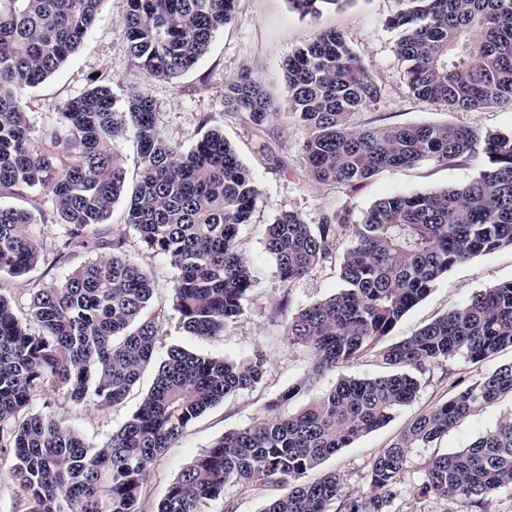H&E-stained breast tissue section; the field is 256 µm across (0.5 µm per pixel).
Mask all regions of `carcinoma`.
Returning <instances> with one entry per match:
<instances>
[{
    "label": "carcinoma",
    "mask_w": 512,
    "mask_h": 512,
    "mask_svg": "<svg viewBox=\"0 0 512 512\" xmlns=\"http://www.w3.org/2000/svg\"><path fill=\"white\" fill-rule=\"evenodd\" d=\"M303 16L343 0H288ZM388 21L400 30L395 51L413 96L448 110L512 105V0H407ZM104 0H0V195L51 199L65 227L60 260L104 250L24 306L0 292V453H12L11 481L21 512H142L149 467L208 409L253 388L263 355L246 361L204 356L180 346L154 360L159 322L150 312L146 271L121 238L99 237L112 206L145 248L177 270L174 308L183 330L218 336L244 313L252 261L238 234L250 223L260 187L219 129L189 149L166 141L153 102L130 89L121 105L112 79L64 103L61 129L35 137L28 92L79 48ZM236 0H128L124 39L149 78L173 80L192 69L229 23ZM289 117L307 126L301 163L311 180L350 184L422 160L486 164L464 186L377 201L360 220L344 210L323 224L283 213L266 226V251L285 282L340 253L341 287L288 321V342L311 351L314 371L339 370L389 335L448 269L512 247V131L478 133L444 124L355 128L349 116L374 105L381 88L342 34L321 32L282 64ZM224 107L257 126L280 115L261 82L242 71L224 81ZM136 146L139 172L128 184L116 142ZM36 216L0 207V275L19 277L43 261ZM512 348V281L476 293L466 305L379 352L398 372L339 376L301 411L280 408L294 385L251 425L226 432L169 485L156 512H203L228 484L271 485L282 493L261 512H387L406 450L439 439L473 407L512 395V363L419 416L373 461L370 492H344L328 473L304 482L338 450L387 424L418 391L414 372L458 355L482 362ZM151 387L138 408L101 445L88 444L33 397L62 390L100 409L124 402L148 367ZM512 485V416L469 446L429 464L425 496L482 498Z\"/></svg>",
    "instance_id": "obj_1"
}]
</instances>
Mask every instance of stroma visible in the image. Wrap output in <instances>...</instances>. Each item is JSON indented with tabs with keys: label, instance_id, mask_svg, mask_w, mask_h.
I'll return each mask as SVG.
<instances>
[{
	"label": "stroma",
	"instance_id": "stroma-1",
	"mask_svg": "<svg viewBox=\"0 0 512 512\" xmlns=\"http://www.w3.org/2000/svg\"><path fill=\"white\" fill-rule=\"evenodd\" d=\"M404 7L405 0H343L342 4L322 10L317 16L303 17L291 8L288 0H236L232 21L216 32L209 53L178 78L157 81L148 78L129 53L123 36L127 0H105L94 27L67 63L29 93L30 122L40 134L59 127L60 108L66 99L90 88L93 77L111 75L116 97H124L132 87L142 89L151 97L157 129L170 143L187 149L206 129L222 130L261 189L251 220L241 227L238 236L241 251L253 263L254 283L246 295L243 315L224 334L214 337L190 336L179 327L178 314L171 304L176 271L166 257L147 250L133 228L125 224L123 203L114 204L103 226L107 235L124 239L126 254L153 281L152 310L158 313L160 325L156 358L165 357L170 347L181 346L198 354L230 359H245L259 352L265 361L263 378L255 387L227 397L207 411L151 464L142 497L145 512H155L184 466L225 432L250 425L262 415L265 405L289 386L299 382L304 385L303 393L287 407L292 413L332 387L338 375L363 378L388 371L373 349L351 362L343 372L317 373L308 349L289 343L284 334L289 318L300 308L329 297L339 288L338 264L330 259L300 279L282 281L274 258L265 250L266 225L284 212L297 213L309 224L322 223L333 212L345 209L359 218L386 196L466 184L482 166L478 160L450 165L424 161L381 171L351 186L313 182L300 167L301 149L309 135L307 128L289 118L258 127L245 114L225 110V80L249 70L275 102L284 103V59L316 33L335 30L366 65L382 92L375 105L351 116L353 125L389 127L450 122L479 133L512 130V106L451 112L443 105L419 100L409 93L405 65L395 52L398 33L387 25L388 19ZM0 206H19L46 218L39 227L46 249L44 262L27 276L0 277V292L23 304L30 289L55 283L71 270V263L54 260L64 227L52 223L53 205L45 197L22 201L2 196ZM506 281H512L511 248L454 265L398 322L384 338V345L411 336L433 319L463 306L475 293ZM510 362L512 349L507 348L480 363L458 356L426 367L418 375L415 399L402 407L387 425L330 456L322 464V471L339 474L345 492L366 493L374 459L418 416L448 402L461 389L482 381L496 367ZM152 379V372H145L124 403L113 408L102 410L90 402L76 404L59 392L53 397L52 409L64 425L87 442L99 445L130 418ZM510 413L512 397H502L493 404L476 407L439 440L408 449L388 512H512V487L500 488L479 500L418 493L434 457L467 447ZM277 494V489L271 486L258 484L243 489L230 484L225 487L223 498L208 502L204 512H261L265 503Z\"/></svg>",
	"mask_w": 512,
	"mask_h": 512
}]
</instances>
